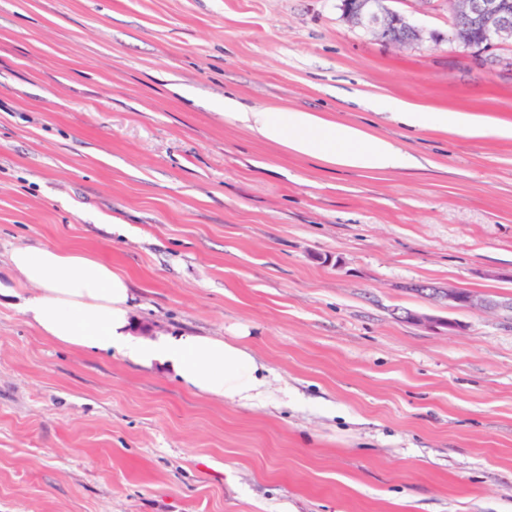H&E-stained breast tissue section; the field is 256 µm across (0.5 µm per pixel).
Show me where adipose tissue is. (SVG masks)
<instances>
[{
  "mask_svg": "<svg viewBox=\"0 0 512 512\" xmlns=\"http://www.w3.org/2000/svg\"><path fill=\"white\" fill-rule=\"evenodd\" d=\"M410 127H439L479 137L512 136V127L493 126L462 113L425 110L402 100L382 102ZM224 116L259 140L330 165L388 172L410 162L392 142L321 113L281 107H246L225 96ZM8 263L21 286L32 289L24 311L44 337L87 350L113 351L143 367L171 369L194 393L249 405L266 386L264 364L244 345L199 335L137 334L134 296L127 276L82 249L21 246Z\"/></svg>",
  "mask_w": 512,
  "mask_h": 512,
  "instance_id": "obj_1",
  "label": "adipose tissue"
}]
</instances>
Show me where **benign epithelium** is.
Segmentation results:
<instances>
[{
	"label": "benign epithelium",
	"mask_w": 512,
	"mask_h": 512,
	"mask_svg": "<svg viewBox=\"0 0 512 512\" xmlns=\"http://www.w3.org/2000/svg\"><path fill=\"white\" fill-rule=\"evenodd\" d=\"M386 0H342L343 18L352 26L377 36L389 43L404 44L423 39L424 33L411 25L398 11L385 5ZM451 39L459 41V30H470L475 39L471 48L479 53L490 52L506 42L512 43V11L506 0H452ZM430 291V296L448 303V309L509 311L512 298L494 299L484 293L460 288L422 286L419 291ZM405 319L429 327L443 325L453 334L466 326L436 316L406 313Z\"/></svg>",
	"instance_id": "1"
}]
</instances>
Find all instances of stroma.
<instances>
[{"label":"stroma","instance_id":"obj_1","mask_svg":"<svg viewBox=\"0 0 512 512\" xmlns=\"http://www.w3.org/2000/svg\"><path fill=\"white\" fill-rule=\"evenodd\" d=\"M340 0H0V279L19 246L82 248L147 333L268 367L252 405L40 336L0 296V512H512V137L413 129L400 99L512 124V45L448 40V0H390L387 43ZM323 113L415 167L366 172L224 117ZM415 311L464 332L403 321ZM343 0L342 16L352 26L377 36L386 42L404 44L422 40L424 33L411 25L398 11L386 6V0ZM402 33L405 38L395 37ZM420 292L430 291L429 295L438 301L448 302L449 310H485L509 311L512 309V298L494 299L484 293L460 288H440L421 286Z\"/></svg>","mask_w":512,"mask_h":512}]
</instances>
